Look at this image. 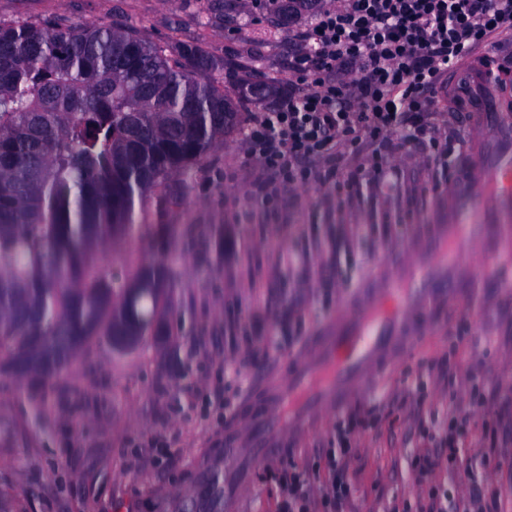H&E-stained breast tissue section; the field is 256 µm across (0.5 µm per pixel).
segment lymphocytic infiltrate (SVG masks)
Wrapping results in <instances>:
<instances>
[{"label": "lymphocytic infiltrate", "instance_id": "lymphocytic-infiltrate-1", "mask_svg": "<svg viewBox=\"0 0 512 512\" xmlns=\"http://www.w3.org/2000/svg\"><path fill=\"white\" fill-rule=\"evenodd\" d=\"M292 18L288 91L245 130L247 156L261 171L248 193L269 214L289 189L341 194L363 179L390 188V155L412 142L438 146L449 70L494 34L512 31V0H343ZM447 415L446 429L423 436L413 463L419 481L440 459L457 460L469 416L454 405ZM377 423L372 414H341L315 466L281 463L279 512H341L353 493L354 438Z\"/></svg>", "mask_w": 512, "mask_h": 512}]
</instances>
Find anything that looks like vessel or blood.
<instances>
[{"label":"vessel or blood","instance_id":"1","mask_svg":"<svg viewBox=\"0 0 512 512\" xmlns=\"http://www.w3.org/2000/svg\"><path fill=\"white\" fill-rule=\"evenodd\" d=\"M448 201L456 211L454 223L439 225L429 250L421 251L404 272L382 280L359 305L328 322L299 357L288 381L278 387L271 409L250 418L249 434L263 438L262 459L281 455L290 422L307 410L340 411L366 383L375 361L392 350L399 329L419 309L447 295L444 284L432 281V268L438 262L457 266L464 244L487 242L495 207L512 203V160L488 169L472 158L455 177Z\"/></svg>","mask_w":512,"mask_h":512}]
</instances>
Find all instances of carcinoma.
Wrapping results in <instances>:
<instances>
[{"mask_svg":"<svg viewBox=\"0 0 512 512\" xmlns=\"http://www.w3.org/2000/svg\"><path fill=\"white\" fill-rule=\"evenodd\" d=\"M191 57L112 26L0 23L1 377L43 383L94 342L165 338L173 228L140 207L195 176L243 103L275 94L248 80L231 97ZM133 232L155 255L131 273L102 266ZM223 497L215 467L186 509L219 512Z\"/></svg>","mask_w":512,"mask_h":512,"instance_id":"carcinoma-1","label":"carcinoma"}]
</instances>
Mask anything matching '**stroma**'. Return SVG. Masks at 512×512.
<instances>
[{"instance_id": "35a3bbf8", "label": "stroma", "mask_w": 512, "mask_h": 512, "mask_svg": "<svg viewBox=\"0 0 512 512\" xmlns=\"http://www.w3.org/2000/svg\"><path fill=\"white\" fill-rule=\"evenodd\" d=\"M267 17L252 0H0L1 23L106 24L174 55L200 48L201 75L222 81L229 93L257 78L286 89L291 27L271 26ZM243 135L241 125L216 144L192 182L169 178L167 189L180 194V205L155 197L145 205L148 223L176 227L182 254L167 341L149 339L125 354L93 344L40 394L0 377V490L26 512H178L176 492L224 460V419L203 414L195 394L220 383L235 419L266 410L269 378L288 377L295 368L297 349L268 346L290 317L307 313L304 334L312 336L351 305L355 289L434 225L453 221L447 197L430 190L440 169L420 145L393 157L399 188L391 195L365 184L339 211L322 190L301 188L286 194L277 219H268L246 193L257 166L243 150ZM228 168L238 174L235 183L224 181ZM348 224L368 230L355 237L345 232ZM219 225L223 249H205L198 232ZM463 253L461 265L435 266L433 278L452 283L448 296L418 315L395 358L348 403L367 410L381 397L392 400L378 428L356 437L355 492L345 512H393L422 498L427 483L418 481L412 458L421 428L430 424L428 411L451 401L466 406L475 390L499 418L495 442L481 437L485 410L474 412L456 471L438 468L430 481L464 495L469 477L487 480L497 501L478 512H512V274L481 278V246L465 245ZM233 320L255 336L251 348L232 342ZM462 324L470 340L449 356ZM248 351L255 359L244 382L225 380V366ZM410 369L421 370L424 393L400 386ZM335 422L311 418L295 436L291 459L313 461ZM157 440L165 442L164 452L152 449ZM280 495L264 462L249 455L224 472L223 512H278Z\"/></svg>"}]
</instances>
